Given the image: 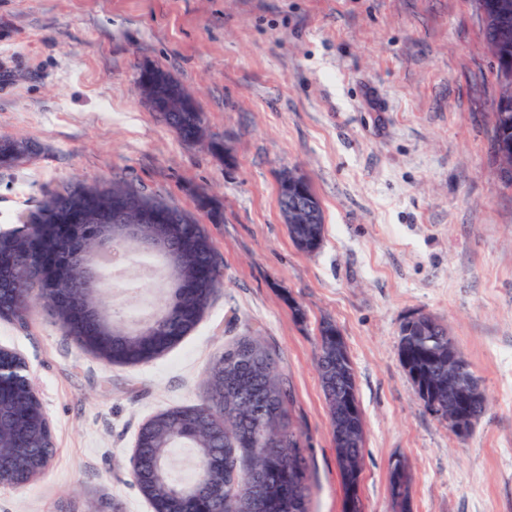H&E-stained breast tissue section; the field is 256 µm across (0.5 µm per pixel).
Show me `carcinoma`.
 <instances>
[{
  "label": "carcinoma",
  "mask_w": 512,
  "mask_h": 512,
  "mask_svg": "<svg viewBox=\"0 0 512 512\" xmlns=\"http://www.w3.org/2000/svg\"><path fill=\"white\" fill-rule=\"evenodd\" d=\"M475 12L484 14L483 36L486 48L497 62L498 101L504 110L492 113V131L505 144L495 155L502 171H512V0H472ZM144 99L167 94L177 107L162 112L160 119L185 144L197 143L204 136L202 114L194 99L169 72L155 68L150 85H140ZM30 154L27 142L0 137V167L19 163ZM126 207L123 225H112L106 235L112 202ZM83 223L81 244L85 253L83 269L76 272L70 294L83 299L84 314L95 331L112 339V353L118 365L143 362L148 350L160 354L175 343L174 337L192 329L196 315H204L224 271L216 260L214 248L202 224L189 212L172 206L141 187L114 179L110 184L81 183L56 191L35 210L24 215L22 224L55 226L54 236L37 240L10 235L0 242V268L15 269L33 265L39 270H55L57 254L70 240V226ZM322 224H290L288 233L296 247L314 238H323ZM162 259L161 281L165 291L159 319L153 323L131 321L114 311L103 299L100 277L106 264L139 265L145 256ZM336 324L325 321L319 328L315 346V365L321 378L328 413L333 427L336 464L344 493V512L359 486L357 473L363 461L365 423L361 415H352L336 406V389H356L352 362L336 367ZM399 355L410 370L425 377L427 389L434 390L438 401L448 405V386L460 388L473 373L466 359L448 366V328L435 320L426 329H412L400 337ZM211 372L210 395L200 404L166 410L159 414L162 424L148 436L141 464L152 471L153 491L161 499L183 494L186 484L174 475L172 448L186 444L204 455L214 446L203 427V412L212 409L219 393H224V438H234L233 446H224V475L235 469L242 487L266 480L274 487L273 496L262 512H307L309 485L299 435L287 418L290 393L279 372L277 357L257 336H240L224 347ZM9 407L20 418L33 408L26 393L14 391ZM390 492L398 512H410L412 476L390 472Z\"/></svg>",
  "instance_id": "cac0c4a2"
}]
</instances>
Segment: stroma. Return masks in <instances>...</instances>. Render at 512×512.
Here are the masks:
<instances>
[{
	"instance_id": "stroma-1",
	"label": "stroma",
	"mask_w": 512,
	"mask_h": 512,
	"mask_svg": "<svg viewBox=\"0 0 512 512\" xmlns=\"http://www.w3.org/2000/svg\"><path fill=\"white\" fill-rule=\"evenodd\" d=\"M170 72L205 135L189 146L145 103L139 69ZM494 61L469 0H0V135L32 153L0 167V231L51 192L121 178L200 215L224 281L171 351L120 366L82 349L46 307L0 318L50 416L49 470L0 487V512H152L130 456L152 416L199 404L226 344L278 357L305 450L308 512H343L313 352L322 321L347 345L365 421V512H512V188L491 150ZM304 175L322 245L293 244L278 204ZM414 311L447 326L488 399L466 439L418 399L399 358ZM390 492L393 502L400 512H410V501L412 498V476L407 470L397 474L393 469L390 471Z\"/></svg>"
}]
</instances>
